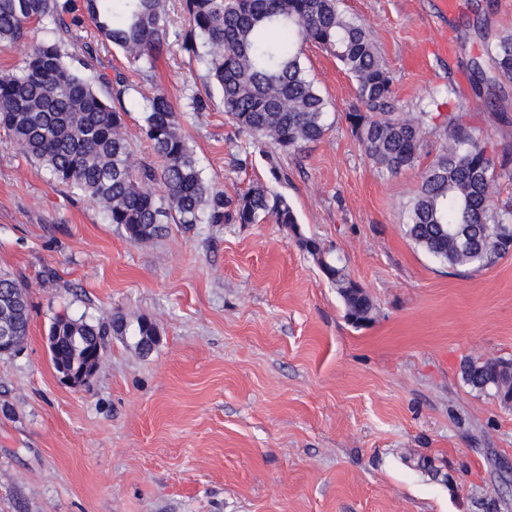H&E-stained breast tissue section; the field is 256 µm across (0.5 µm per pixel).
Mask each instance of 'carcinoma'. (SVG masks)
<instances>
[{
	"label": "carcinoma",
	"instance_id": "obj_1",
	"mask_svg": "<svg viewBox=\"0 0 512 512\" xmlns=\"http://www.w3.org/2000/svg\"><path fill=\"white\" fill-rule=\"evenodd\" d=\"M187 27L174 42L190 58L205 60L208 78L220 89L224 115L256 140L284 152H298L329 129L328 102L309 78L299 46L312 43L342 65L356 82L368 112L346 114L365 155L391 174L415 166L429 112L412 119L390 110L393 77L363 25L339 9V0H181ZM23 66L0 74V129L25 157L42 166L58 184L76 186L97 204L128 241L138 244L162 235L170 224H258L268 218L287 229L316 262L343 301L355 327L373 320L370 297L353 292L355 281L339 261L325 256L320 242L302 233L297 215L281 194L255 182L230 198L202 176L181 128L179 108L160 89L145 97L140 134L152 158H138L127 133L122 97L130 89L118 73L96 80L115 86L108 95L83 74L101 49L120 48L140 81L154 85L160 56L168 46L166 0H0V42L26 39L45 22ZM95 35L77 34L85 22ZM81 41L79 66L65 60V46ZM487 60L471 65L472 87L512 77V34L486 47ZM440 152L420 172L406 234L450 267L484 268L507 255L512 209L499 208L490 192L502 159L475 135L463 112H450L436 127ZM8 324L21 347L29 330V303L23 282L0 271V323ZM125 331L123 318L112 326L60 316L49 336L60 343L54 367L77 375L104 336ZM137 345L148 352L157 343L156 326L138 322ZM461 376L471 389L512 397V368L467 360Z\"/></svg>",
	"mask_w": 512,
	"mask_h": 512
}]
</instances>
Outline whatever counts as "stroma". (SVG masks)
Listing matches in <instances>:
<instances>
[{
    "label": "stroma",
    "mask_w": 512,
    "mask_h": 512,
    "mask_svg": "<svg viewBox=\"0 0 512 512\" xmlns=\"http://www.w3.org/2000/svg\"><path fill=\"white\" fill-rule=\"evenodd\" d=\"M341 0L394 77L398 113H469L512 153V81L496 108L466 77L478 30L512 32V0ZM330 127L284 153L239 132L220 93L181 125L203 177L232 197L261 181L375 303L349 324L336 289L272 220L170 225L133 244L80 191L0 132V270L28 286L29 334L0 357V512H512V409L462 380L468 357L512 358V253L453 269L406 237L419 172H381L346 119L356 85L302 48ZM206 67L169 46L158 83L176 104ZM505 112L509 123L500 122ZM158 328L149 353L109 333L86 384L54 368L69 315ZM430 468H420V460Z\"/></svg>",
    "instance_id": "1"
}]
</instances>
